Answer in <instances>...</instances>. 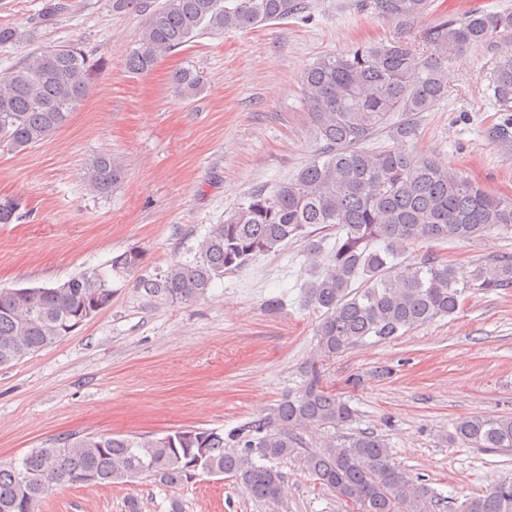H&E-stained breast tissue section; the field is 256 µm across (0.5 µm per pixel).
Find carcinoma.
<instances>
[{
    "instance_id": "1",
    "label": "carcinoma",
    "mask_w": 512,
    "mask_h": 512,
    "mask_svg": "<svg viewBox=\"0 0 512 512\" xmlns=\"http://www.w3.org/2000/svg\"><path fill=\"white\" fill-rule=\"evenodd\" d=\"M140 13L137 47L125 65L133 74L151 71L160 58L192 39L230 29H252L297 15L304 0H114ZM431 0H375L386 20L412 22ZM492 44L496 56L488 89L500 112L512 113V11L477 9L425 31L423 53L401 38L324 55L302 78L309 122L322 144L317 158L268 190L254 191L221 224H212L188 263L175 262L137 286L151 296L194 302L206 297L224 274L290 242L306 239L311 278L307 302L322 311L316 353L305 380L271 412L227 434L200 427L162 437L71 433L38 448L19 467L0 465V512H40L48 492L77 484L84 472L112 485L150 477L169 486L195 480L199 471L226 475L257 500L283 502L286 484L271 465L298 458L322 488L355 512H430L435 493L396 464L385 440L372 432L332 438L306 448L300 432L347 426L349 402L327 391L320 364L368 337L391 341L438 317L455 314L468 290L512 286V256L476 266L462 282L455 267L424 243L468 241L494 229H512V199L487 193L477 183L433 158L414 155L417 118L448 98V61L474 45ZM94 65L66 46L26 56L0 73V143L25 149L43 143L69 121L91 87ZM187 91L200 86L189 69L173 74ZM389 129L393 144L366 147ZM499 144L512 143V116L492 128ZM121 178L102 154L86 168L94 192L107 194ZM20 202L0 199V224L19 219ZM336 228L325 251L310 238L313 226ZM140 254L112 259L111 270L137 268ZM109 275L94 269L51 287L0 290V366L60 341L88 310L110 305ZM448 443L485 451H512V416H469L456 421ZM196 448L206 449L198 458ZM453 512H512V477L467 498Z\"/></svg>"
}]
</instances>
